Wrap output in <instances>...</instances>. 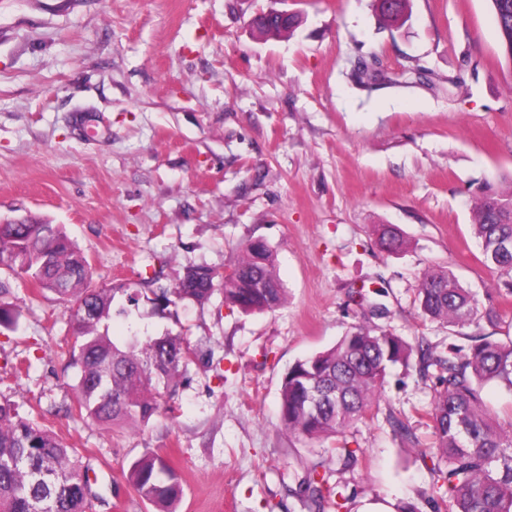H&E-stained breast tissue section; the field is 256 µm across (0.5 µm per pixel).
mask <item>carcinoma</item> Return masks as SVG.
<instances>
[{
    "label": "carcinoma",
    "instance_id": "obj_1",
    "mask_svg": "<svg viewBox=\"0 0 512 512\" xmlns=\"http://www.w3.org/2000/svg\"><path fill=\"white\" fill-rule=\"evenodd\" d=\"M411 0H378L376 9L390 25L409 14ZM500 44L512 62V0H490ZM297 14L281 25L253 20L262 33L291 32ZM473 230L489 269L512 272V189L486 185L473 210ZM380 244L394 250L403 236L384 225ZM0 266L39 291L69 301L73 342L62 351L76 368L78 411L99 424L124 421L147 424L167 408L178 386L181 368L198 349L183 336H142L129 331L117 340L110 334L113 316H127L141 301L163 315L181 303L204 304L222 290L224 301L245 313L273 311L285 296L272 248L262 239L249 242L233 274L208 265H190L174 287L98 288L83 253L57 224H1ZM124 296L121 302L116 295ZM422 316L453 326L479 320L478 301L447 270L423 274L417 288ZM19 314L0 301V328L13 329ZM472 345H452L441 356L422 344L414 348L402 337L376 326L358 325L331 348L296 360L282 382L281 418L285 428L305 438L342 434L364 419L377 399L387 371L416 355L421 378L436 371L439 389L429 412L435 454L444 468L434 473L441 502L448 512H512V425L505 428L488 415L481 391L490 382L512 391V340L504 343L471 336ZM312 466L305 490L315 512H325L339 495L318 478ZM89 466L75 448L53 431L0 402V512H96L108 504V490L90 481ZM127 479L139 496L173 512L182 497L181 475L156 452L134 460Z\"/></svg>",
    "mask_w": 512,
    "mask_h": 512
}]
</instances>
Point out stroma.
Masks as SVG:
<instances>
[{
    "mask_svg": "<svg viewBox=\"0 0 512 512\" xmlns=\"http://www.w3.org/2000/svg\"><path fill=\"white\" fill-rule=\"evenodd\" d=\"M271 8L304 20L258 35L251 21ZM362 61L378 71L366 88ZM488 183L512 186V65L488 0H411L398 29L374 0H0V223L63 225L107 288L221 270L261 239L286 289L271 312L218 293L113 318L112 335L135 325L201 352L174 413L112 426L69 410L63 304L2 268L20 325L0 328V401L78 449L112 489L97 512H155L125 478L148 451L182 476L177 512H310L299 487L317 462L343 494L325 512H433L432 381L390 369L345 433L350 469L324 441L284 430L280 389L295 360L366 322L443 354L469 335L512 340V298L497 291L507 275L482 264L471 228ZM382 224L402 247L380 245ZM441 267L500 320H424L419 279ZM358 286L385 316L350 301ZM20 359L30 368L18 377Z\"/></svg>",
    "mask_w": 512,
    "mask_h": 512,
    "instance_id": "1",
    "label": "stroma"
}]
</instances>
